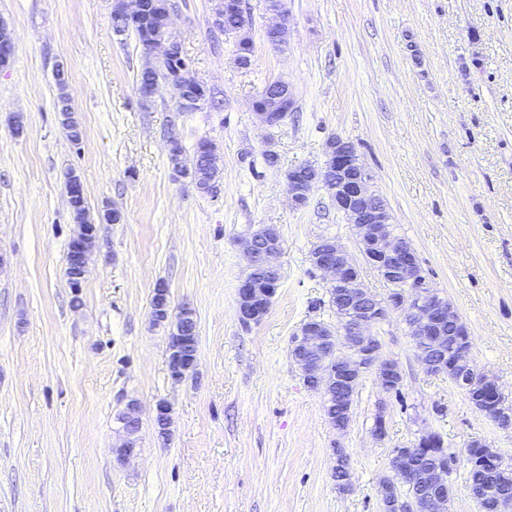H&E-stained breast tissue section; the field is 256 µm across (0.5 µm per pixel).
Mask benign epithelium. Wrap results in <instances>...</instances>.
I'll list each match as a JSON object with an SVG mask.
<instances>
[{
	"instance_id": "obj_1",
	"label": "benign epithelium",
	"mask_w": 512,
	"mask_h": 512,
	"mask_svg": "<svg viewBox=\"0 0 512 512\" xmlns=\"http://www.w3.org/2000/svg\"><path fill=\"white\" fill-rule=\"evenodd\" d=\"M15 49L14 38L6 26L0 27V58L9 59ZM145 54L178 61L167 78H156L146 89L153 97L159 85H168L175 95L178 112H192L203 103L191 95L197 80L192 76V64L182 55L181 47L173 35L164 42H150ZM272 88H280L288 95L278 97V108L257 112L260 122L273 126L282 122L293 110L294 98L288 83L276 81ZM288 196L293 206H304L313 186L319 184L342 212L359 245L363 260L377 270L389 291L383 298L372 297L364 285L355 262L334 237L317 242L310 252V263L328 276L329 289H343L340 322L332 329L323 324L304 323L292 337L294 358L307 380V386L326 394V388L338 384L347 387L367 372H375L385 381L392 375L402 376L391 360L383 357L382 343L375 336V326L387 321L393 314L402 315L409 335L423 339L428 349L420 351L426 373L436 363L432 350L443 349L446 336L443 323L448 320L447 299L433 289L423 275L415 252L403 245L395 234L392 216L384 200L373 190L374 175L361 162L354 145L334 136L326 144L323 166L306 165L288 171ZM248 256L249 269L263 266L276 275L279 267L271 258L281 250L279 235L272 225H263L242 241ZM274 289L263 288L249 277H244L237 290L238 320L245 326L260 324L268 313ZM153 323L174 319L168 335V370L172 379H182L187 364L184 348L187 329L182 319L193 317L188 307L170 315V307L152 305ZM121 423L125 432L122 443L112 452L125 460L140 452L137 428L140 426L139 403L130 400L122 412Z\"/></svg>"
}]
</instances>
